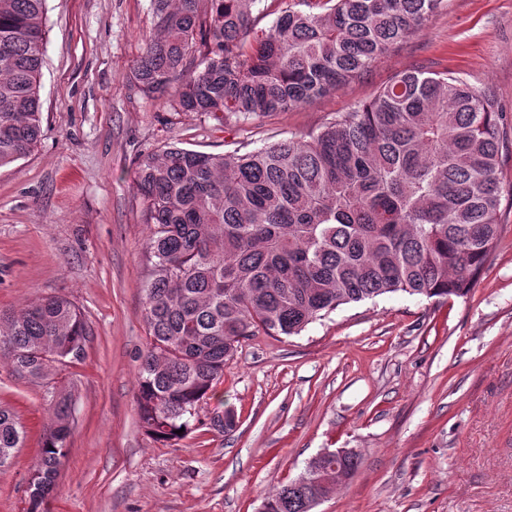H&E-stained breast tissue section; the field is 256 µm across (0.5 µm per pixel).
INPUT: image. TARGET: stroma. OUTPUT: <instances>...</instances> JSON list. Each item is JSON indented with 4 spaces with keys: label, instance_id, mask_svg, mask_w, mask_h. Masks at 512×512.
Returning a JSON list of instances; mask_svg holds the SVG:
<instances>
[{
    "label": "stroma",
    "instance_id": "obj_1",
    "mask_svg": "<svg viewBox=\"0 0 512 512\" xmlns=\"http://www.w3.org/2000/svg\"><path fill=\"white\" fill-rule=\"evenodd\" d=\"M45 30L43 136L0 168V310L64 295L94 330L73 369L74 424L49 512H259L274 487L342 448L359 453L360 467L313 512H512L508 151L500 237L466 295L389 293L339 306L297 335L250 337L177 445L146 435L136 409L150 277L140 156L168 144L251 150L315 130L416 69L490 89L512 123V0H446L341 90L227 125L132 85L153 31L150 0H47ZM0 404L26 430L0 469V512H28L48 404L3 366ZM227 407L237 428L212 429Z\"/></svg>",
    "mask_w": 512,
    "mask_h": 512
}]
</instances>
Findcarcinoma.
Returning a JSON list of instances; mask_svg holds the SVG:
<instances>
[{
    "mask_svg": "<svg viewBox=\"0 0 512 512\" xmlns=\"http://www.w3.org/2000/svg\"><path fill=\"white\" fill-rule=\"evenodd\" d=\"M46 0H0V167L42 136ZM262 0H151L155 32L131 72L146 96L219 122H245L336 91L418 31L444 0H288L258 29ZM201 43L200 67L186 59ZM502 107L448 71L404 72L317 131L240 153L167 146L138 160L151 274L150 342L137 407L145 432L171 443L191 429L240 342L295 335L351 302L404 292L460 297L499 235ZM93 329L65 296L0 311V357L43 388L54 420L29 481V512H47L74 422L61 375ZM0 407V468L23 439ZM354 453L328 462L330 489ZM310 471L263 501L312 512Z\"/></svg>",
    "mask_w": 512,
    "mask_h": 512,
    "instance_id": "cac0c4a2",
    "label": "carcinoma"
}]
</instances>
